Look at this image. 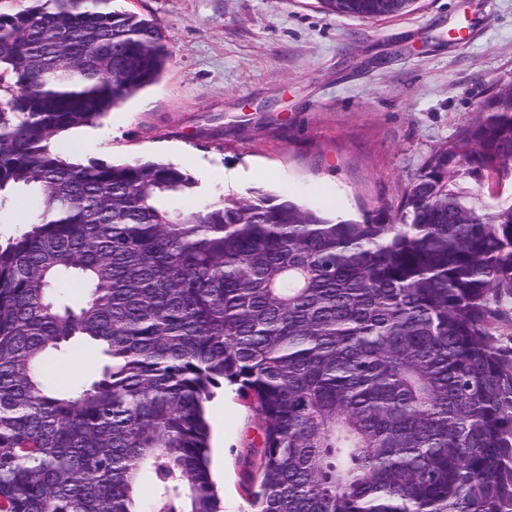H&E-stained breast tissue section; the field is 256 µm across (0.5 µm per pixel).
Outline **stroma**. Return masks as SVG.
<instances>
[{
  "label": "stroma",
  "mask_w": 512,
  "mask_h": 512,
  "mask_svg": "<svg viewBox=\"0 0 512 512\" xmlns=\"http://www.w3.org/2000/svg\"><path fill=\"white\" fill-rule=\"evenodd\" d=\"M164 30L172 60L100 124L55 144L80 161L160 160L198 183L171 208L264 190L344 219L393 212L426 157L512 83V0H420L383 21L315 0H120ZM240 173L233 184L227 172ZM101 355L74 346L50 366L65 388ZM224 512H244L259 423L235 387L206 406Z\"/></svg>",
  "instance_id": "1"
}]
</instances>
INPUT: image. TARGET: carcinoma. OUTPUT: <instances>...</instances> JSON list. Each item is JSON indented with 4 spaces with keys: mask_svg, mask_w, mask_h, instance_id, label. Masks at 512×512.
I'll use <instances>...</instances> for the list:
<instances>
[{
    "mask_svg": "<svg viewBox=\"0 0 512 512\" xmlns=\"http://www.w3.org/2000/svg\"><path fill=\"white\" fill-rule=\"evenodd\" d=\"M114 0L0 13V512H221L205 404L258 419L251 512H512V85L420 167L397 213L333 220L261 190L54 149L157 82L160 25ZM379 20L416 0H317ZM101 348L56 389L54 354ZM154 494L139 499L143 477Z\"/></svg>",
    "mask_w": 512,
    "mask_h": 512,
    "instance_id": "1",
    "label": "carcinoma"
}]
</instances>
